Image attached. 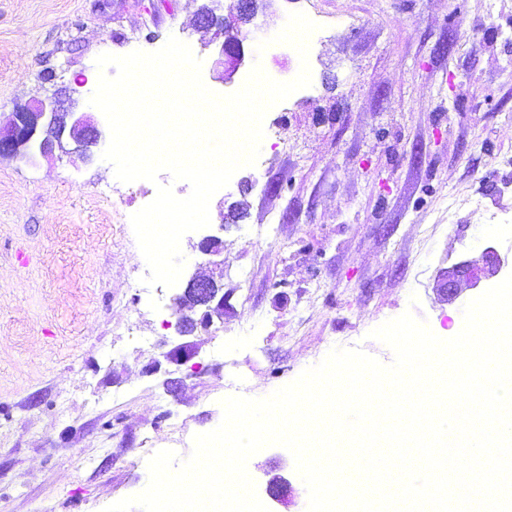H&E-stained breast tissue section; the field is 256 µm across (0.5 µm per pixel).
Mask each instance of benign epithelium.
I'll list each match as a JSON object with an SVG mask.
<instances>
[{
    "mask_svg": "<svg viewBox=\"0 0 512 512\" xmlns=\"http://www.w3.org/2000/svg\"><path fill=\"white\" fill-rule=\"evenodd\" d=\"M273 0H228L224 14L218 15L208 9L197 17V27L212 31L208 45L212 46L224 63V79H230L245 61V36L241 24L251 21L258 12L260 2ZM102 132L92 115L66 111L54 96L33 100L11 113L5 124H0V157L28 156L39 153L43 156H68L79 153L90 155L97 146ZM199 250L218 257L216 264L224 265L220 259L221 241L207 236L199 243ZM502 268L494 247H486L480 257L457 262L448 271V287L472 288L479 275H497ZM179 303H188L201 311L196 324L204 329L212 326L213 318H224V288L212 277L191 278L183 292L176 296ZM292 492L291 482L283 478L268 484L267 494L273 500H281Z\"/></svg>",
    "mask_w": 512,
    "mask_h": 512,
    "instance_id": "1",
    "label": "benign epithelium"
}]
</instances>
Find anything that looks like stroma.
I'll return each instance as SVG.
<instances>
[{
  "instance_id": "1",
  "label": "stroma",
  "mask_w": 512,
  "mask_h": 512,
  "mask_svg": "<svg viewBox=\"0 0 512 512\" xmlns=\"http://www.w3.org/2000/svg\"><path fill=\"white\" fill-rule=\"evenodd\" d=\"M204 0H0V115L57 93L88 112L100 54L188 44L213 92L240 89L252 64L311 83L267 115L262 169L241 168L181 240L170 288L148 286L130 217L161 173L128 187L91 160L0 157V512H103L149 483L144 449L187 458L233 394L264 398L319 364L343 336L385 365L370 333L405 312L453 337L492 281L449 301L448 269L498 245L476 208L512 204V0H281L257 17L249 63L231 82L196 27ZM321 21L307 56L272 38L288 13ZM264 52H257L259 42ZM224 250V319L181 334L172 304L198 248ZM181 386L168 394L163 382ZM288 475V503L266 481ZM249 476L268 512H307L291 452L255 453Z\"/></svg>"
}]
</instances>
